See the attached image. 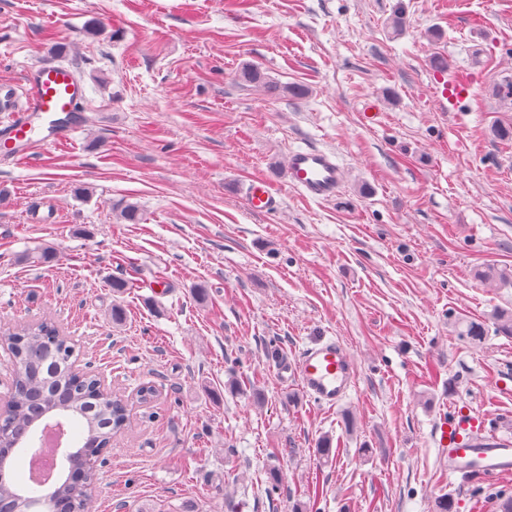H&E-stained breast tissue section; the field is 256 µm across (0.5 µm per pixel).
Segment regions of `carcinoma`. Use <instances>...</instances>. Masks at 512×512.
I'll return each mask as SVG.
<instances>
[{"mask_svg":"<svg viewBox=\"0 0 512 512\" xmlns=\"http://www.w3.org/2000/svg\"><path fill=\"white\" fill-rule=\"evenodd\" d=\"M245 82L261 84L272 96L300 98L308 93L299 84L281 85L265 80L253 67L241 72ZM119 218L129 224H138L143 214L138 205L121 201L115 205ZM459 334L476 344L485 336L480 322L458 323ZM13 362L11 393L5 408L0 410V512H28L34 500L22 499L15 485L4 478L5 464L15 446L31 440L38 421L55 412H64L82 426L79 448L65 455L72 468L82 465L81 448H106L112 435L128 423L126 403L105 390L100 379L86 371L74 368L71 358L74 347L52 322L27 325L9 334ZM97 474L87 482L75 484L63 479L53 491L38 498L44 512H87L96 491Z\"/></svg>","mask_w":512,"mask_h":512,"instance_id":"carcinoma-1","label":"carcinoma"}]
</instances>
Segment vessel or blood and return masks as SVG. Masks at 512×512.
Masks as SVG:
<instances>
[{"label":"vessel or blood","mask_w":512,"mask_h":512,"mask_svg":"<svg viewBox=\"0 0 512 512\" xmlns=\"http://www.w3.org/2000/svg\"><path fill=\"white\" fill-rule=\"evenodd\" d=\"M24 105L0 121V145L11 162L25 160L34 144L60 146L80 127L83 87L71 67L45 62L27 69L20 84ZM288 184L308 199L326 201L339 193L343 170L335 152L307 146L289 152ZM247 208L257 214L276 211L280 202L272 185L253 180L246 192ZM281 375L297 379L304 394L325 406L340 403L353 387L356 366L335 338L325 337L281 359ZM482 420L459 411L440 426V447L448 452V470L487 482L512 474V436L484 438Z\"/></svg>","instance_id":"vessel-or-blood-1"}]
</instances>
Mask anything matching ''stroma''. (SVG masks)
Instances as JSON below:
<instances>
[{
    "label": "stroma",
    "instance_id": "stroma-1",
    "mask_svg": "<svg viewBox=\"0 0 512 512\" xmlns=\"http://www.w3.org/2000/svg\"><path fill=\"white\" fill-rule=\"evenodd\" d=\"M46 61L75 68L84 124L0 162V329L51 319L128 399L93 512L512 496V476L449 474L435 441L458 408L512 425V338L491 320L512 287L475 276L512 271V139L495 134L512 127V0H0V91ZM246 65L309 93L268 95ZM443 75L467 97L443 98ZM299 145L335 151V200L288 187ZM258 177L272 214L245 206ZM122 200L141 223L117 219ZM46 205L56 223H30ZM461 320L484 322L480 345ZM325 336L357 364L333 407L275 364Z\"/></svg>",
    "mask_w": 512,
    "mask_h": 512
}]
</instances>
